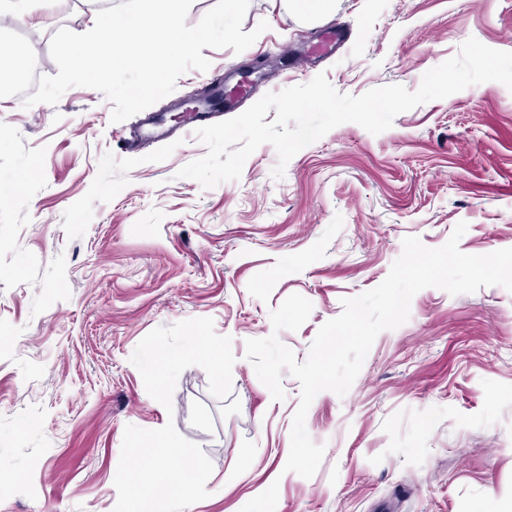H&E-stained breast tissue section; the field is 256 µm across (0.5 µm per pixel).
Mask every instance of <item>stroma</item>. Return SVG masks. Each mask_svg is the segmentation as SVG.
Segmentation results:
<instances>
[{
  "label": "stroma",
  "mask_w": 512,
  "mask_h": 512,
  "mask_svg": "<svg viewBox=\"0 0 512 512\" xmlns=\"http://www.w3.org/2000/svg\"><path fill=\"white\" fill-rule=\"evenodd\" d=\"M121 0H54L53 23L0 18V56L47 59L57 29H91ZM269 28L242 53L203 49L174 92L114 123L92 88L24 107L0 91V512H112L127 425L174 423L213 464L208 498L187 512H512V292L419 291L410 317L381 332L345 395L319 393L306 428L324 445L311 478L286 471L300 385L283 375L272 401L245 342L274 333L269 311L297 293L312 304L278 332L305 359L342 299L378 286L405 237L484 255L512 247V90L468 87L399 114L373 135L344 123L299 151L283 179L259 147L239 180L203 188L177 178L206 147L198 116L171 104L221 72L283 63L251 89L238 116L269 92L326 73L340 93L400 84L468 38L512 52V0H250L243 31ZM340 28L343 44L318 43ZM165 140L125 151L157 113ZM209 317L230 337L232 393L184 370L172 409L151 398L130 357L151 330Z\"/></svg>",
  "instance_id": "obj_1"
}]
</instances>
